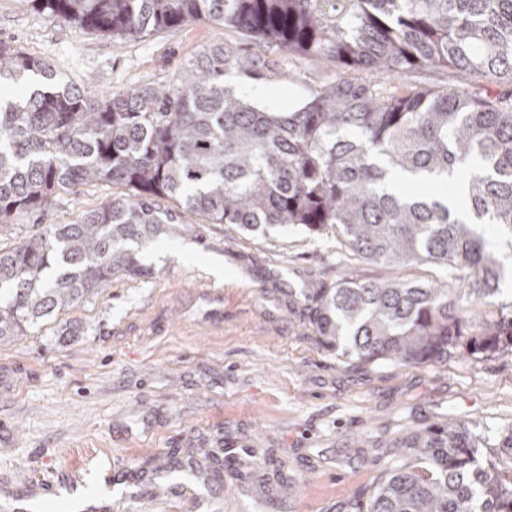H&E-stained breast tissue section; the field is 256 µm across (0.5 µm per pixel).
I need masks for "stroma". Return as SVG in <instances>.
I'll use <instances>...</instances> for the list:
<instances>
[{"label": "stroma", "mask_w": 512, "mask_h": 512, "mask_svg": "<svg viewBox=\"0 0 512 512\" xmlns=\"http://www.w3.org/2000/svg\"><path fill=\"white\" fill-rule=\"evenodd\" d=\"M0 40L107 95L175 84L221 44L265 60L261 79L230 73L224 83L271 112L293 111L339 78L370 77L206 21L116 44L18 0H0ZM112 194L93 184L57 191L49 220L13 218L0 247L77 223ZM350 273L376 283L439 277L427 264L363 260L330 227L265 237L180 215L141 271H115L97 295L0 341V485L10 489L0 512L28 498L24 479L62 482L106 456L114 493L127 497L117 512H355L395 463L396 439L434 423L476 422L481 457L493 459L492 444L512 432V352L426 365L338 356L311 323L314 300L297 293ZM194 456L209 458L212 474L200 506L135 482Z\"/></svg>", "instance_id": "1"}]
</instances>
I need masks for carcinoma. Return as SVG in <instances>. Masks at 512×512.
I'll list each match as a JSON object with an SVG mask.
<instances>
[{
	"label": "carcinoma",
	"mask_w": 512,
	"mask_h": 512,
	"mask_svg": "<svg viewBox=\"0 0 512 512\" xmlns=\"http://www.w3.org/2000/svg\"><path fill=\"white\" fill-rule=\"evenodd\" d=\"M62 23L144 39L187 22L230 25L289 54L377 80L338 82L293 112H268L224 85L254 60L221 46L188 63L176 85L104 95L63 81L42 60L0 41V85L38 84L0 98V230L46 213L58 190L125 189L78 224H52L0 250V340L22 336L97 294L116 270L185 211L202 224L317 232L328 226L371 262L429 264L430 283L345 276L315 296L323 344L368 363L430 364L453 354L512 351V302L495 305L512 258V0H20ZM433 68L474 78L469 93L381 82ZM390 171L458 177L468 211L505 234L490 244L448 197L395 195ZM494 311L476 312L479 306ZM401 459L357 512H512V435L482 463L467 422L407 432Z\"/></svg>",
	"instance_id": "carcinoma-1"
}]
</instances>
